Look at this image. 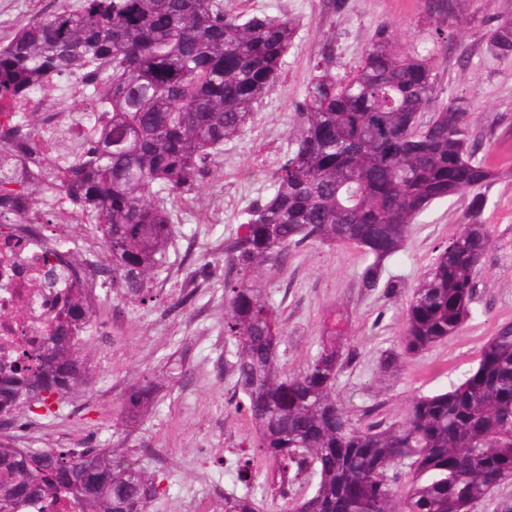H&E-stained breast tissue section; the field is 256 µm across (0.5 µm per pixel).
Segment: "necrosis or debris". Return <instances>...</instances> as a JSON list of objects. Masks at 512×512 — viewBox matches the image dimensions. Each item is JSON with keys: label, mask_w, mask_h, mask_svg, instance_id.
Listing matches in <instances>:
<instances>
[{"label": "necrosis or debris", "mask_w": 512, "mask_h": 512, "mask_svg": "<svg viewBox=\"0 0 512 512\" xmlns=\"http://www.w3.org/2000/svg\"><path fill=\"white\" fill-rule=\"evenodd\" d=\"M86 97L84 82L76 79L55 100L28 101V109L38 114L36 125L21 127L0 114V138L12 143L11 160L20 184L35 185L44 167H66L77 142L89 139L92 129L85 115L71 109L72 102ZM58 202V194L51 193L37 204L50 209ZM13 204L15 215L0 225V375L19 373L28 364L32 350L50 336L71 289H92L101 280L93 262L74 266L71 250L45 236L31 217L37 204L28 195L14 197Z\"/></svg>", "instance_id": "necrosis-or-debris-1"}]
</instances>
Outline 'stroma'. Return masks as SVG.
Here are the masks:
<instances>
[{"mask_svg":"<svg viewBox=\"0 0 512 512\" xmlns=\"http://www.w3.org/2000/svg\"><path fill=\"white\" fill-rule=\"evenodd\" d=\"M64 0H0V44L32 19ZM236 12L285 15L295 27L276 87L257 106L245 133L225 143L201 186L178 202V222L168 265L154 283V299L140 302L102 291L97 320H111L112 344L84 339L90 382L51 410L21 408L15 422L28 448H122L156 474L158 492L149 512H172L180 499L212 512V480L233 490L235 473L224 460L249 453L256 431L245 413L229 404L232 380L224 373V238L242 212L268 188L266 174L287 150L302 100L321 50L330 68L350 70L376 29L388 25L393 48L404 54L431 44L422 0H224ZM512 22V0H457L448 43L431 64L438 77L437 103L451 97L470 105L476 159L499 170L487 190L481 217L493 247L476 276L473 314L461 331L423 356L405 360L397 376L379 371L383 355L397 348L413 288L425 277L438 248L463 228L466 196L433 203L410 227L405 248L386 262L396 291L366 293L358 273L366 264L360 247L304 246L269 271L279 303L287 367L305 368L316 354L331 311L344 313L347 360L336 379V396L354 425L368 419L401 420L408 399L450 389L477 365L481 346L504 323L512 324V56L493 55L488 34ZM161 379L160 392L141 418L125 422L120 399L138 377ZM167 458L159 466L151 456Z\"/></svg>","mask_w":512,"mask_h":512,"instance_id":"obj_1","label":"stroma"}]
</instances>
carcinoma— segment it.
I'll use <instances>...</instances> for the list:
<instances>
[{
    "label": "carcinoma",
    "mask_w": 512,
    "mask_h": 512,
    "mask_svg": "<svg viewBox=\"0 0 512 512\" xmlns=\"http://www.w3.org/2000/svg\"><path fill=\"white\" fill-rule=\"evenodd\" d=\"M448 0H424L444 39ZM295 28L286 16L234 13L224 0H78L20 29L0 45V113L31 126L23 108L55 79L78 77L107 119L77 148L78 159L51 185L101 232L112 288L145 300L167 264L174 205L194 192L224 142L240 137L275 87ZM379 27L352 71L318 61L296 106L299 134L269 172L266 196L224 239V370L258 435L254 447L280 477L278 512H469L512 479V324L480 348L460 384L412 397L387 426L352 424L336 399L342 357L336 339L306 368L290 372L278 307L264 271L305 244L356 245L369 257L359 279L372 292L385 262L404 247L410 224L431 204L470 193L469 228L442 247L413 289L398 350L385 373L461 330L472 316L475 278L492 244L481 216L494 176L474 159L469 104L444 103L424 125L437 75L417 49L389 50ZM493 54L512 56V30L491 33ZM95 315L74 289L45 345L18 375L0 377V409L62 404L86 379L76 325ZM156 399L154 380L130 385L119 406L133 419ZM408 463L402 493L394 470ZM249 458L224 512H260ZM311 494L294 486L311 476ZM66 494L80 512H147L153 475L119 448H19L0 440V503L10 512Z\"/></svg>",
    "instance_id": "carcinoma-1"
}]
</instances>
